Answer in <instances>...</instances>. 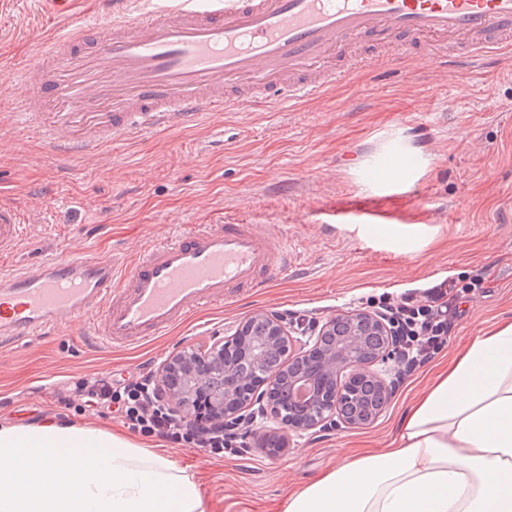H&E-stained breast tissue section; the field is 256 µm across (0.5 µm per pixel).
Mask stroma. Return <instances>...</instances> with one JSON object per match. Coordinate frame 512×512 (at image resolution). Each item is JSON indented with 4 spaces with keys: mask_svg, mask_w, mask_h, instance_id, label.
Segmentation results:
<instances>
[{
    "mask_svg": "<svg viewBox=\"0 0 512 512\" xmlns=\"http://www.w3.org/2000/svg\"><path fill=\"white\" fill-rule=\"evenodd\" d=\"M38 2L0 0V55L33 62L44 28ZM386 70L354 73L314 101L251 103L71 159L0 108V199L18 204L25 221L22 248L0 257V271L85 250L132 258L179 225L218 217L279 225L294 253L266 288L207 305L149 343L85 346L64 328L0 347V420L74 418L59 402L72 381L159 371L174 348L208 344L259 310L317 324L365 309L373 295L418 296L485 269L447 346L404 377L372 422L295 436L277 457L261 448L269 421L247 437L242 458L169 454L201 479L212 512H276L289 490L340 457L394 447L401 416L439 365L477 325L512 318V71L472 80L416 58ZM399 159L406 181L375 174Z\"/></svg>",
    "mask_w": 512,
    "mask_h": 512,
    "instance_id": "1",
    "label": "stroma"
}]
</instances>
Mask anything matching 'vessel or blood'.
<instances>
[{"label": "vessel or blood", "instance_id": "vessel-or-blood-1", "mask_svg": "<svg viewBox=\"0 0 512 512\" xmlns=\"http://www.w3.org/2000/svg\"><path fill=\"white\" fill-rule=\"evenodd\" d=\"M58 24L23 69L18 124L58 157L195 125L245 101H310L356 67L427 49L440 68L482 71L512 55V0H113L104 25L75 0H44ZM23 236L0 202V256ZM291 265L273 229L187 224L133 261L88 253L0 274V344L77 327L99 345L146 343L193 311L267 285ZM87 326H80V318Z\"/></svg>", "mask_w": 512, "mask_h": 512}]
</instances>
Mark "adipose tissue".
Returning a JSON list of instances; mask_svg holds the SVG:
<instances>
[{"label": "adipose tissue", "instance_id": "ef3b65f1", "mask_svg": "<svg viewBox=\"0 0 512 512\" xmlns=\"http://www.w3.org/2000/svg\"><path fill=\"white\" fill-rule=\"evenodd\" d=\"M0 512H209L168 454L79 420L0 421ZM281 512H512V319L477 336L402 416Z\"/></svg>", "mask_w": 512, "mask_h": 512}]
</instances>
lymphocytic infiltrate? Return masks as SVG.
<instances>
[{
  "label": "lymphocytic infiltrate",
  "mask_w": 512,
  "mask_h": 512,
  "mask_svg": "<svg viewBox=\"0 0 512 512\" xmlns=\"http://www.w3.org/2000/svg\"><path fill=\"white\" fill-rule=\"evenodd\" d=\"M485 281L484 271L477 270L458 280L433 284L418 297L383 294L368 299L367 305L385 317L398 338L397 355L413 368L428 363L446 346L461 314V304L483 288ZM71 395L77 412L92 408L112 410L133 433L196 448L210 458L241 456L248 451L240 426L214 432L175 413L160 397L157 381L149 370L125 378L80 380Z\"/></svg>",
  "instance_id": "1"
}]
</instances>
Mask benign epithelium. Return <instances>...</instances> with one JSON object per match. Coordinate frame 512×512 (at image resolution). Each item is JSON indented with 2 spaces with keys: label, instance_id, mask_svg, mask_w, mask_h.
Listing matches in <instances>:
<instances>
[{
  "label": "benign epithelium",
  "instance_id": "7a95c632",
  "mask_svg": "<svg viewBox=\"0 0 512 512\" xmlns=\"http://www.w3.org/2000/svg\"><path fill=\"white\" fill-rule=\"evenodd\" d=\"M253 318L260 323L252 347L255 358L263 360L278 353V367L256 383L234 373L227 358L239 345V328L229 336L214 338L204 349H177L162 364L158 385L179 413L205 404L204 427L210 431L270 419L279 424V431L265 440L264 450L278 456L290 448L294 435L330 423L346 427L364 424L351 411L361 380L371 381L380 401L379 413L397 392L399 379L380 370L396 348L395 335L382 316L357 309L342 311L317 325L305 341L292 336L288 318L282 313L261 310ZM285 377L290 387L311 385L303 418L282 419L270 399L272 389Z\"/></svg>",
  "mask_w": 512,
  "mask_h": 512
}]
</instances>
